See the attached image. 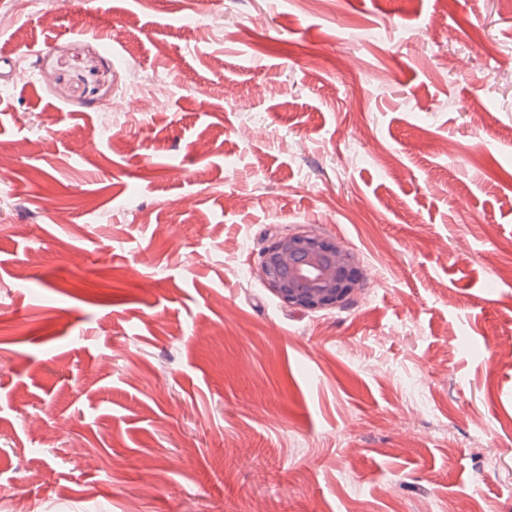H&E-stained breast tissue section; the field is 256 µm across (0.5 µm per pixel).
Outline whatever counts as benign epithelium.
<instances>
[{
	"label": "benign epithelium",
	"instance_id": "obj_1",
	"mask_svg": "<svg viewBox=\"0 0 512 512\" xmlns=\"http://www.w3.org/2000/svg\"><path fill=\"white\" fill-rule=\"evenodd\" d=\"M258 270L276 297L304 310L345 308L362 279L351 252L304 232L273 237L259 255Z\"/></svg>",
	"mask_w": 512,
	"mask_h": 512
}]
</instances>
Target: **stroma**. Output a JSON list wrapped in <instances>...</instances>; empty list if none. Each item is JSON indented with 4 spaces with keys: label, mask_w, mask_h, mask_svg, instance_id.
I'll use <instances>...</instances> for the list:
<instances>
[{
    "label": "stroma",
    "mask_w": 512,
    "mask_h": 512,
    "mask_svg": "<svg viewBox=\"0 0 512 512\" xmlns=\"http://www.w3.org/2000/svg\"><path fill=\"white\" fill-rule=\"evenodd\" d=\"M2 55L0 512H512L506 0H0ZM258 270L276 297L304 310L345 308L362 279L351 252L304 232L273 237L259 255Z\"/></svg>",
    "instance_id": "stroma-1"
}]
</instances>
